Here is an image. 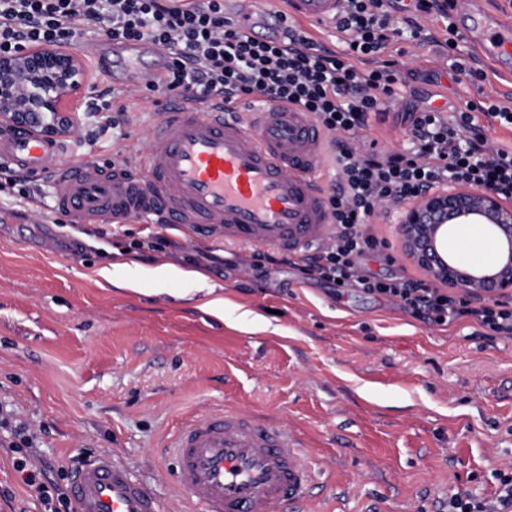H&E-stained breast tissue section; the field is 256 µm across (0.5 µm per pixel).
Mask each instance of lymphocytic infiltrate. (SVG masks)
<instances>
[{
  "instance_id": "obj_1",
  "label": "lymphocytic infiltrate",
  "mask_w": 512,
  "mask_h": 512,
  "mask_svg": "<svg viewBox=\"0 0 512 512\" xmlns=\"http://www.w3.org/2000/svg\"><path fill=\"white\" fill-rule=\"evenodd\" d=\"M391 2L343 0L333 23L342 48L332 51L297 28L283 42L249 37L226 19L224 0L193 6L179 0H0V55L42 44L73 46L99 30L118 43L147 41L169 52L164 75L149 79L145 90L227 104L254 97L308 112L332 148L339 181L327 196L333 228L304 256L306 271L331 285L339 281L385 297L432 325L472 320L490 335L512 337V300L454 296L420 279L376 276L361 265L386 246L372 219L426 190L451 184L512 197V146L490 135L492 126H512L511 107L481 98L453 112H412L409 146L401 152L364 138L370 114L392 101L401 78L405 52L393 50L395 39L439 46L448 68L471 84L484 77L471 67L454 27L453 0H408L400 27L392 21ZM432 15L442 20L443 37L422 25ZM16 467L50 512H72L69 496L47 485L29 460H17ZM494 478V499L456 493L445 512H512V464Z\"/></svg>"
}]
</instances>
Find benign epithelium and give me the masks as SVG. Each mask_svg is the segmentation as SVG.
I'll use <instances>...</instances> for the list:
<instances>
[{
  "instance_id": "obj_1",
  "label": "benign epithelium",
  "mask_w": 512,
  "mask_h": 512,
  "mask_svg": "<svg viewBox=\"0 0 512 512\" xmlns=\"http://www.w3.org/2000/svg\"><path fill=\"white\" fill-rule=\"evenodd\" d=\"M86 83L73 49L40 45L0 57V128H22L42 136L72 133L70 108ZM482 224L498 241L497 261L485 267L457 262L438 248L443 228ZM402 244L410 258L434 283L465 295L495 298L512 292V205L498 191L451 186L427 190L403 210Z\"/></svg>"
}]
</instances>
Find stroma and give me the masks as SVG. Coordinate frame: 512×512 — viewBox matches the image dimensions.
I'll return each instance as SVG.
<instances>
[{
  "label": "stroma",
  "instance_id": "obj_1",
  "mask_svg": "<svg viewBox=\"0 0 512 512\" xmlns=\"http://www.w3.org/2000/svg\"><path fill=\"white\" fill-rule=\"evenodd\" d=\"M412 74L368 135L400 151L414 106L453 110L476 94L512 92V59L479 60L474 90L437 56L406 43ZM88 86L78 124L95 142L69 135L65 159L108 165L145 150L159 119L155 96L125 77L110 80L83 57ZM114 88L129 111L117 129L89 111ZM0 171V512H45L9 446L16 425L30 454L58 481L86 453H107L158 494L162 512H187L161 451L185 418L224 406L297 433L320 477L307 512H439L455 493L493 497L494 470L512 463V338H487L475 322L433 326L360 289L335 288L301 266L249 269L252 247L205 238L173 224H73L55 208L50 178L35 199L20 197ZM387 242L368 257L372 273L425 279L405 253L399 216L374 220ZM455 225L462 262L486 266L499 247ZM193 268L224 300L188 283L158 280L162 265ZM112 266L111 279L99 276ZM252 321L234 323L242 311Z\"/></svg>",
  "mask_w": 512,
  "mask_h": 512
}]
</instances>
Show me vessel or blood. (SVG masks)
I'll use <instances>...</instances> for the list:
<instances>
[{
    "instance_id": "vessel-or-blood-1",
    "label": "vessel or blood",
    "mask_w": 512,
    "mask_h": 512,
    "mask_svg": "<svg viewBox=\"0 0 512 512\" xmlns=\"http://www.w3.org/2000/svg\"><path fill=\"white\" fill-rule=\"evenodd\" d=\"M340 0H289L291 16L321 24ZM226 14L251 37L283 35L278 11L252 0H227ZM463 37L486 56L512 54V16L497 15ZM161 57L147 42L113 44L99 57L108 78L139 73L144 56ZM323 134L293 107H224L169 102L135 166L65 161L61 140L21 129L0 132V167L53 176L56 207L77 223L144 217L180 224L225 241L306 249L325 238L329 216L314 176ZM175 483L200 512H303L315 473L294 433L224 408L185 419L164 445ZM70 497L75 512H160L153 489L110 455L77 470Z\"/></svg>"
}]
</instances>
